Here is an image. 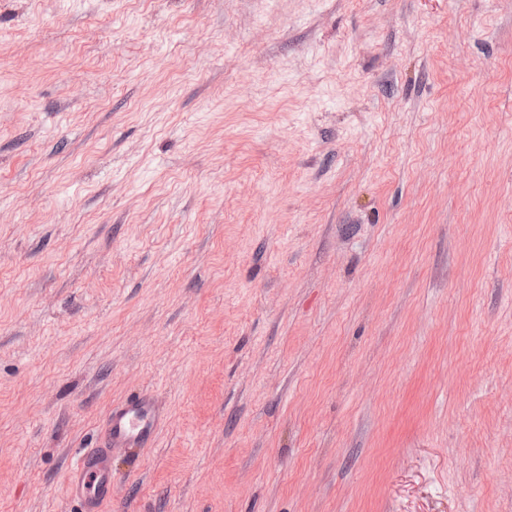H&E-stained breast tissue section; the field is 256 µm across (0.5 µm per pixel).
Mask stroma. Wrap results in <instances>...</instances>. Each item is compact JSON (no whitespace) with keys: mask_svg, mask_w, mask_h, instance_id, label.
Instances as JSON below:
<instances>
[{"mask_svg":"<svg viewBox=\"0 0 512 512\" xmlns=\"http://www.w3.org/2000/svg\"><path fill=\"white\" fill-rule=\"evenodd\" d=\"M512 512V0H0V512ZM163 414L149 394L112 404L99 424L100 444L76 457L67 478L81 483L83 512H101L112 498L110 457L116 448H145L154 439Z\"/></svg>","mask_w":512,"mask_h":512,"instance_id":"1","label":"stroma"}]
</instances>
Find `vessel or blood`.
Returning <instances> with one entry per match:
<instances>
[{
    "label": "vessel or blood",
    "instance_id": "1",
    "mask_svg": "<svg viewBox=\"0 0 512 512\" xmlns=\"http://www.w3.org/2000/svg\"><path fill=\"white\" fill-rule=\"evenodd\" d=\"M163 420L156 400L140 394L113 403L99 424L100 443L76 457L68 478L81 484L84 512H102L112 498L110 457L118 448H144L154 439Z\"/></svg>",
    "mask_w": 512,
    "mask_h": 512
}]
</instances>
